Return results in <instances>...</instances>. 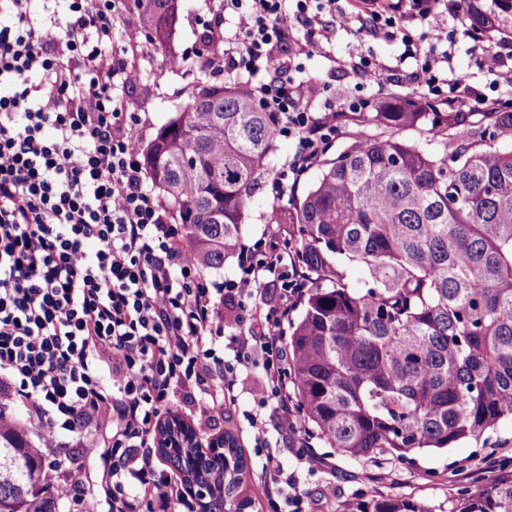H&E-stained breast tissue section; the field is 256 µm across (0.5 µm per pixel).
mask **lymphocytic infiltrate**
<instances>
[{
    "label": "lymphocytic infiltrate",
    "instance_id": "f902f5d3",
    "mask_svg": "<svg viewBox=\"0 0 512 512\" xmlns=\"http://www.w3.org/2000/svg\"><path fill=\"white\" fill-rule=\"evenodd\" d=\"M32 2L0 0L11 16L0 25V394L36 419L56 497L77 494L60 441L70 432L83 453L108 462L112 512H177L182 493L157 469L154 446L179 391L192 395L195 424L207 432L244 389L240 365L262 354L278 427L300 434L283 326L307 277L296 252L273 237L239 246L236 279H208L184 225L147 187L140 118L123 109L121 89L140 79L127 56L139 29L123 23L116 0H66L63 18L49 21L36 18ZM286 2L212 0L207 27L225 45L212 71L244 67L242 89L295 141L292 177L320 158L344 113L371 106L364 98L303 104L299 59L315 37L339 29L401 40L391 64L355 55L374 84L405 73L423 99L449 111H497L448 60V23L462 15L461 0H353L348 10L336 0ZM228 15L234 28L224 26ZM116 33L123 48L111 53ZM272 280L275 305L258 299ZM104 425L109 442L89 440Z\"/></svg>",
    "mask_w": 512,
    "mask_h": 512
}]
</instances>
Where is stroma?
<instances>
[{
    "label": "stroma",
    "instance_id": "1",
    "mask_svg": "<svg viewBox=\"0 0 512 512\" xmlns=\"http://www.w3.org/2000/svg\"><path fill=\"white\" fill-rule=\"evenodd\" d=\"M204 0H182L178 19L166 44L151 41L139 59L140 81L123 95L124 109L138 113L142 119L139 140L148 144L166 120L182 111L198 88L215 82L216 77L204 63L219 53L220 45L209 41L203 24L208 20ZM456 42L451 49V64L470 85L491 98L512 102V87L495 86L491 75L480 67L481 51L466 36L468 20L455 21ZM373 55L391 63L400 45L381 35L366 32L339 31L319 38L302 58L303 77L309 82L308 101L312 107L334 103L349 97H364L372 102L386 99L391 85L377 86L352 70L353 51ZM179 53L187 58L180 70L169 69L166 60ZM296 145L288 138H278L277 151L266 165V171L255 186L250 199L249 216L243 227L242 242L254 244L271 232L268 213L272 204V185L279 178ZM241 374L246 390L235 405L214 424L213 435L232 431L239 439L247 458L250 476L244 483L245 495L255 502L254 512H278L284 502L268 496L273 471L295 475L305 494V512H340L347 502L362 504L375 497H397L419 501L430 512H460L462 492L469 487L470 477L492 481L512 480V422L500 423L496 430L479 440L454 448L435 449L411 455L401 461L389 454H375L360 460L350 459L331 448L321 436L311 438L307 449H300L297 437L271 428L270 446L257 447L248 434V421L261 410L267 385L261 360H252ZM274 461H267V454ZM78 481L82 496L62 501L58 512H111L112 503L106 492L107 463L100 458L77 456L68 464Z\"/></svg>",
    "mask_w": 512,
    "mask_h": 512
}]
</instances>
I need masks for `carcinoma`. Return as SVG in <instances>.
<instances>
[{"label":"carcinoma","mask_w":512,"mask_h":512,"mask_svg":"<svg viewBox=\"0 0 512 512\" xmlns=\"http://www.w3.org/2000/svg\"><path fill=\"white\" fill-rule=\"evenodd\" d=\"M154 40L166 41L180 0H133ZM471 27L512 38V0H463ZM359 121L356 134L317 163L307 194L287 213L309 279L291 323L293 382L303 422L349 457L478 440L512 421V112H490L476 134L455 112H418L400 99ZM431 126L434 144L395 136ZM270 113L238 83L202 85L142 151L152 184L185 224L200 263L219 268L241 241L250 192L275 151ZM364 270L357 288L348 269ZM224 464L200 458L197 433L167 417L160 453L204 490V512H247V461L226 432ZM44 461L0 405V512H57L43 495ZM359 512H430L381 498ZM463 512H512V481H492Z\"/></svg>","instance_id":"cac0c4a2"}]
</instances>
